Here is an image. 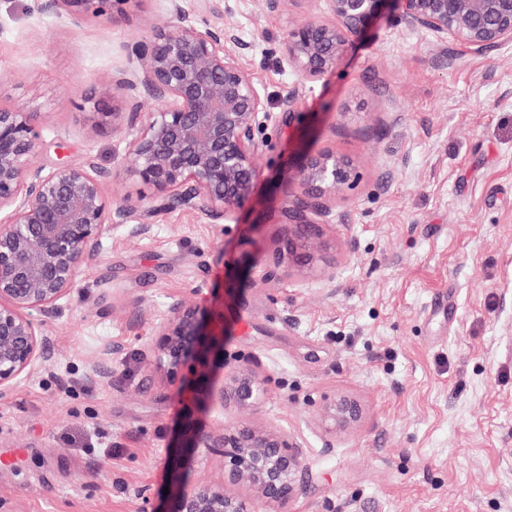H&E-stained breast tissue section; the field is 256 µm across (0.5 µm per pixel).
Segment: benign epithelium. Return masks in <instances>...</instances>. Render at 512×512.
<instances>
[{
  "instance_id": "1",
  "label": "benign epithelium",
  "mask_w": 512,
  "mask_h": 512,
  "mask_svg": "<svg viewBox=\"0 0 512 512\" xmlns=\"http://www.w3.org/2000/svg\"><path fill=\"white\" fill-rule=\"evenodd\" d=\"M142 0H42L52 13L60 5L76 15L123 18ZM333 18L310 19L288 31L283 42L288 65L304 80L331 72L352 42L386 4L400 23L428 31L474 54L512 42V0H323ZM178 22L153 29L131 47L135 67L112 79V107L93 103L100 121L120 124L131 118L137 130L127 143L126 171L151 188L162 204L202 205L214 218L241 208L260 175L255 130L267 117L265 102L250 73L240 64L238 36L186 19L182 0H169ZM157 107L152 108L150 104ZM34 114L23 108L0 109V400L11 398L15 383L46 367L50 336L41 316L53 313L73 289L81 259L100 249L112 211L144 205L127 201L112 207L103 194L93 163H61L46 172L31 165L38 145ZM352 162L332 151L303 155L297 169L305 198L288 225V248L276 265L320 270L313 250L320 225L304 211L311 201L344 185ZM157 366L175 379L187 363L196 365L192 386H208V369L224 352V336L209 329L200 309L182 299L169 306L150 333ZM221 408L245 412L222 432H190L186 448H220L224 483L183 484L174 473L170 506L163 512H288V502L304 483L299 444L276 428L257 423L249 411L268 396L256 370L242 367L218 390L206 391ZM361 418L360 404L341 399L325 405L321 421L329 432ZM245 482L253 494L229 487Z\"/></svg>"
}]
</instances>
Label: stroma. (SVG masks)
I'll list each match as a JSON object with an SVG mask.
<instances>
[{
  "mask_svg": "<svg viewBox=\"0 0 512 512\" xmlns=\"http://www.w3.org/2000/svg\"><path fill=\"white\" fill-rule=\"evenodd\" d=\"M198 5L183 0L190 21L238 35L272 114L261 176L219 219L200 206L113 216L46 320V370L0 402V455L14 456L0 463V512H147L178 464L188 481H223V455L180 450L193 368L170 383L149 348L177 298L224 320L214 386L244 366L266 379L255 417L293 437L306 465L289 512H512V43L476 55L389 10L310 83L281 46L324 17L319 0L274 12L232 0L208 17ZM172 21L167 0L114 21L0 0V107L34 113V165L93 161L115 206L149 195L124 172L134 126L96 125L84 99L111 101L133 44ZM323 150L352 162L312 217L329 279L274 267L295 167ZM439 295L454 319L430 315ZM343 397L362 418L327 434L319 412Z\"/></svg>",
  "mask_w": 512,
  "mask_h": 512,
  "instance_id": "obj_1",
  "label": "stroma"
}]
</instances>
